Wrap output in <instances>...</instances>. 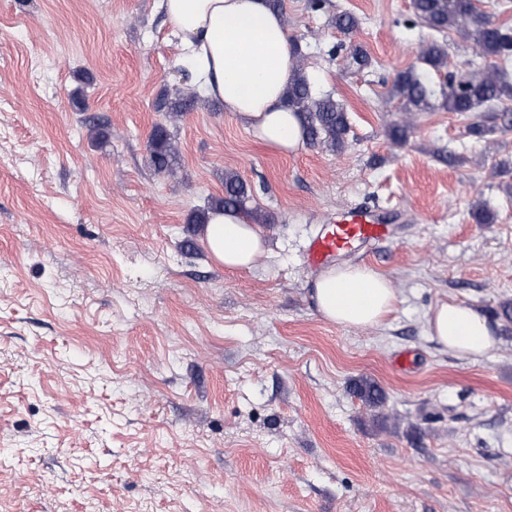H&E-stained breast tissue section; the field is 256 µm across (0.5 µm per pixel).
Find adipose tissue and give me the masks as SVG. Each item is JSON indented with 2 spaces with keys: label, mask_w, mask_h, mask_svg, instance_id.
Returning a JSON list of instances; mask_svg holds the SVG:
<instances>
[{
  "label": "adipose tissue",
  "mask_w": 512,
  "mask_h": 512,
  "mask_svg": "<svg viewBox=\"0 0 512 512\" xmlns=\"http://www.w3.org/2000/svg\"><path fill=\"white\" fill-rule=\"evenodd\" d=\"M177 38L191 85L223 103L261 144L282 155L305 142L303 129L283 105L294 75L288 27L266 0H159ZM212 259L229 269L252 268L265 240L240 211L213 210L203 227ZM312 298L322 318L342 327L379 325L398 296L391 280L361 265L329 269L314 283ZM432 336L448 350L479 360L495 349L498 328L477 306L437 305L428 318Z\"/></svg>",
  "instance_id": "obj_1"
}]
</instances>
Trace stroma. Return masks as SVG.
I'll use <instances>...</instances> for the list:
<instances>
[{"label":"stroma","mask_w":512,"mask_h":512,"mask_svg":"<svg viewBox=\"0 0 512 512\" xmlns=\"http://www.w3.org/2000/svg\"><path fill=\"white\" fill-rule=\"evenodd\" d=\"M282 13L313 95L347 112L345 145L279 155L205 97L162 176L153 103L189 85L157 0H0V512H512V99L460 113L440 97L448 73L512 84V58L431 28L412 0ZM433 43L446 70L424 60ZM357 47L370 68L347 69ZM410 68L426 111L393 91ZM229 172L267 239L249 271L214 262L188 221ZM352 207L391 235L334 264L399 295L364 329L318 314L304 261ZM448 301L498 324L496 351L475 362L430 335ZM362 378L381 407L350 392Z\"/></svg>","instance_id":"35a3bbf8"}]
</instances>
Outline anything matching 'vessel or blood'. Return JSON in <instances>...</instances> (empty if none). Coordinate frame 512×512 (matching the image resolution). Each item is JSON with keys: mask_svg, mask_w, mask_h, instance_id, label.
I'll use <instances>...</instances> for the list:
<instances>
[{"mask_svg": "<svg viewBox=\"0 0 512 512\" xmlns=\"http://www.w3.org/2000/svg\"><path fill=\"white\" fill-rule=\"evenodd\" d=\"M387 236L388 228L379 217L354 209L311 239L305 261L317 268L336 254L350 250L355 244L375 243L385 240Z\"/></svg>", "mask_w": 512, "mask_h": 512, "instance_id": "obj_1", "label": "vessel or blood"}]
</instances>
